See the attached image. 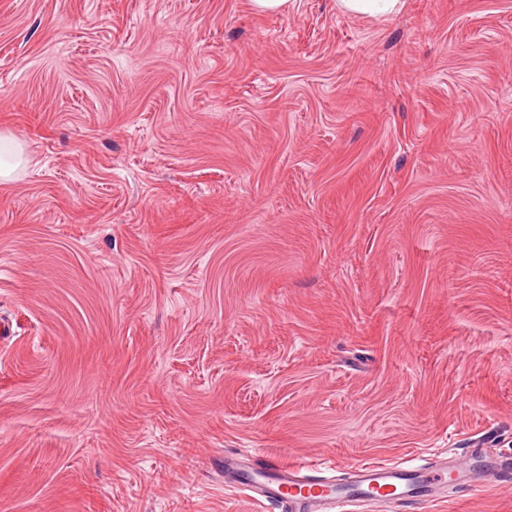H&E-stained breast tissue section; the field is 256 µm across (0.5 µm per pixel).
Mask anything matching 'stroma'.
I'll list each match as a JSON object with an SVG mask.
<instances>
[{"instance_id": "1", "label": "stroma", "mask_w": 512, "mask_h": 512, "mask_svg": "<svg viewBox=\"0 0 512 512\" xmlns=\"http://www.w3.org/2000/svg\"><path fill=\"white\" fill-rule=\"evenodd\" d=\"M7 132L0 512H264L237 449L512 457V0H0ZM399 3L400 0H337L340 10L356 15L392 14ZM26 162L22 143L0 134V183L13 180L16 171Z\"/></svg>"}]
</instances>
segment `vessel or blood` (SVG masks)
I'll list each match as a JSON object with an SVG mask.
<instances>
[{"mask_svg": "<svg viewBox=\"0 0 512 512\" xmlns=\"http://www.w3.org/2000/svg\"><path fill=\"white\" fill-rule=\"evenodd\" d=\"M512 476V462L478 453L451 465L407 467L359 463L341 479L324 475L311 460H286L264 451L224 458L226 485L250 492L278 512H330L336 505L363 507L400 503L435 504L461 490L479 492Z\"/></svg>", "mask_w": 512, "mask_h": 512, "instance_id": "obj_1", "label": "vessel or blood"}]
</instances>
